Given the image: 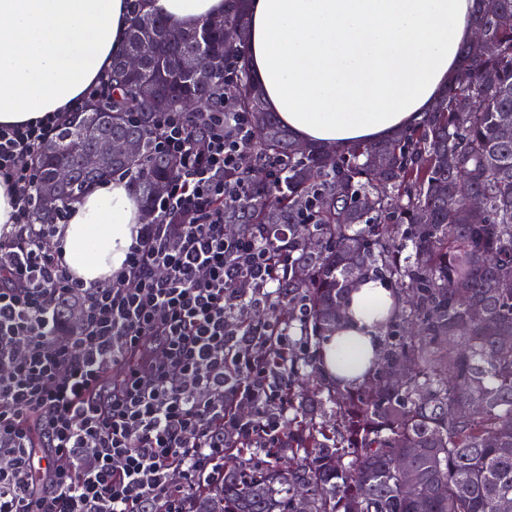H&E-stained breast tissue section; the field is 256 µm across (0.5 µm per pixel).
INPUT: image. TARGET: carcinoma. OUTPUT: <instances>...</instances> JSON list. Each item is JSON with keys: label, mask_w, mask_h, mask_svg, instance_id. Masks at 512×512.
I'll return each instance as SVG.
<instances>
[{"label": "carcinoma", "mask_w": 512, "mask_h": 512, "mask_svg": "<svg viewBox=\"0 0 512 512\" xmlns=\"http://www.w3.org/2000/svg\"><path fill=\"white\" fill-rule=\"evenodd\" d=\"M128 2L127 46L150 65L127 75L116 60L112 108L76 112L36 152L40 182L58 157L71 177L52 208L37 195L35 224L53 223L63 206L122 174L135 176L142 206L153 208L180 174L176 157L154 150L156 114L182 111L185 97L200 112L227 95L238 112L264 107L247 58L248 0H228L224 13L235 45L206 22L174 52L148 0ZM509 12L512 0H479L477 23L496 52L464 48L446 94L388 142L304 146L270 112L250 123L244 166L232 174L248 191L224 208V223L258 234L279 264L275 305L294 346L283 352L271 339L264 357L279 364L276 404L288 407V421L274 448L230 440L225 455L260 460L224 467L194 512H298L297 484L308 486V512H502L512 503V343H503L512 338V29L495 26ZM185 54L214 63L182 79ZM108 116L112 133L136 138L139 151L88 171L74 156L79 138ZM366 276L395 291L379 319L381 351L340 358L345 370L367 364L363 381H332L320 340L336 333ZM401 327L407 335L395 333ZM403 461L413 497L401 489Z\"/></svg>", "instance_id": "carcinoma-1"}]
</instances>
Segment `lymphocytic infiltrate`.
<instances>
[{
    "label": "lymphocytic infiltrate",
    "mask_w": 512,
    "mask_h": 512,
    "mask_svg": "<svg viewBox=\"0 0 512 512\" xmlns=\"http://www.w3.org/2000/svg\"><path fill=\"white\" fill-rule=\"evenodd\" d=\"M63 125L0 130L18 204L0 225V512H193L228 438L272 448L285 419L277 367L252 360L272 332L243 317L271 304L275 262L224 222L246 190L224 174L243 164L248 117L159 115L156 151L183 161L165 221L138 225L98 283L67 265L55 225L30 221L32 157Z\"/></svg>",
    "instance_id": "obj_1"
}]
</instances>
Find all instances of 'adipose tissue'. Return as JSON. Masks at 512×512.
Returning <instances> with one entry per match:
<instances>
[{
	"instance_id": "ef3b65f1",
	"label": "adipose tissue",
	"mask_w": 512,
	"mask_h": 512,
	"mask_svg": "<svg viewBox=\"0 0 512 512\" xmlns=\"http://www.w3.org/2000/svg\"><path fill=\"white\" fill-rule=\"evenodd\" d=\"M248 57L268 111L303 144L386 141L418 123L463 67L476 0H249ZM177 29L222 17L224 0H150ZM127 0H0V127L86 101L123 55ZM142 214L133 183L111 178L75 204L59 238L68 265L95 282L118 271ZM392 292L366 278L350 294L340 333L326 337L325 374L354 346L375 356L371 310Z\"/></svg>"
}]
</instances>
